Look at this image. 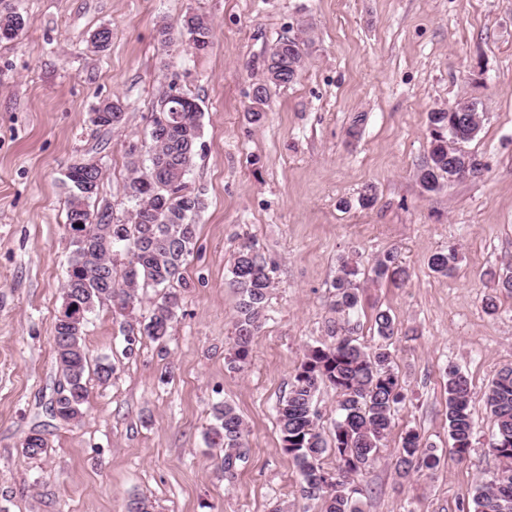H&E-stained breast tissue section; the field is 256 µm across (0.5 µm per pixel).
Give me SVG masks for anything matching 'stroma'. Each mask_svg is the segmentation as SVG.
I'll use <instances>...</instances> for the list:
<instances>
[{
    "label": "stroma",
    "mask_w": 512,
    "mask_h": 512,
    "mask_svg": "<svg viewBox=\"0 0 512 512\" xmlns=\"http://www.w3.org/2000/svg\"><path fill=\"white\" fill-rule=\"evenodd\" d=\"M28 24L0 41V507L7 512H126L136 497L154 512H319L304 499L284 451L275 407L307 349L328 343L332 284L343 257L368 272L397 250L409 278L362 280L353 319L368 347L373 317L395 321L390 349L410 400L394 416L380 459L364 474V512H457L476 482L499 469L484 398L512 365V293L492 291L512 269V0H10ZM208 14L211 47L187 35L164 47L161 22ZM311 26L298 79L271 91L261 122L247 109L270 48ZM112 31L96 53L90 37ZM195 97L202 130L187 176L206 206L182 270L180 307L165 345L143 339L123 354L126 321L148 318L156 289L142 288L125 315L100 306L84 343L110 361L109 384L89 382L81 421L52 419L58 380L53 325L71 251L66 168L95 159L97 205L127 222V154H149L153 110L169 89ZM478 100L482 128L465 150L483 176L425 192L417 178L429 148L428 114L461 97ZM126 107L124 128L90 122L106 98ZM357 136H350V128ZM373 188V207L358 199ZM251 237L272 287L245 370L228 369L239 296L229 286L233 254ZM457 254L453 275L430 257ZM494 310H487L486 296ZM470 380L478 423L469 454H450L446 372ZM236 407L248 429V459L225 479L207 446L211 406ZM34 429L47 456L22 442ZM420 432L442 462L430 476L399 478L401 435Z\"/></svg>",
    "instance_id": "35a3bbf8"
}]
</instances>
